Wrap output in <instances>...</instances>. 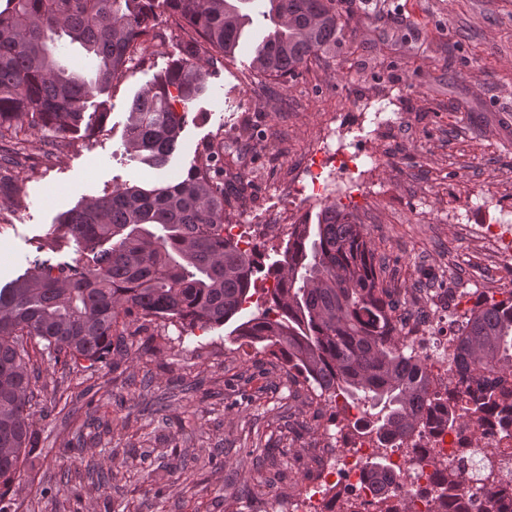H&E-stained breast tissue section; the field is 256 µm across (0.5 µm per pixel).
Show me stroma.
I'll use <instances>...</instances> for the list:
<instances>
[{"mask_svg": "<svg viewBox=\"0 0 512 512\" xmlns=\"http://www.w3.org/2000/svg\"><path fill=\"white\" fill-rule=\"evenodd\" d=\"M344 36L335 56L288 79L251 78L268 32L254 16L234 56L205 65V90L188 106L178 167L132 160L122 141L129 105L177 59L182 36L157 18L166 43L132 62L115 87L89 100L105 112L91 132L34 141L14 202L0 203V286L35 258H77L61 221L85 197L129 180L165 185L204 147L231 142L250 184L230 194L234 221L268 224L263 264L288 240L274 226L279 191L333 113L349 114L333 143L385 159L350 212L375 249L385 284L419 319L458 313L512 290V259L481 243L477 224L512 219V0H336ZM123 343L94 364L40 359L30 403L31 445L10 512H288L313 456L351 437L342 403L294 384L288 367L233 341L227 328L182 332L163 319L130 321ZM272 454L275 468L253 459Z\"/></svg>", "mask_w": 512, "mask_h": 512, "instance_id": "1", "label": "stroma"}]
</instances>
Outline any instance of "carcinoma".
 <instances>
[{"label": "carcinoma", "mask_w": 512, "mask_h": 512, "mask_svg": "<svg viewBox=\"0 0 512 512\" xmlns=\"http://www.w3.org/2000/svg\"><path fill=\"white\" fill-rule=\"evenodd\" d=\"M253 0H6L0 9V199L14 198L16 172L32 143L29 132L56 134L90 127L88 100L116 82L155 8L178 16L181 57L134 97L123 147L133 159L162 168L180 137L188 104L204 90L199 61L231 56L240 30L252 24ZM271 23L252 68L268 78L294 76L312 59L336 52L343 32L336 0H263ZM80 47L90 77L62 65ZM220 140L198 155L186 176L152 189L128 182L68 211L63 226L88 262L34 260L0 287V499L21 476L29 434L28 405L39 354L99 361L120 320L136 315L174 320L183 328L233 325L229 335L281 356L318 397L342 398L358 409L353 435L380 448L415 429L457 426L479 433L496 418L512 434V291L479 298L448 340L449 383L433 388L426 358L405 332L397 292L383 285L375 252L352 215L324 204L317 222L294 225L282 258L268 268L255 249L227 232L226 178L242 192L247 174L224 163ZM273 280L269 306L239 319L256 272ZM391 464L366 461L384 508ZM439 507L448 510L460 468H437ZM476 512H504L500 495L478 498Z\"/></svg>", "instance_id": "1"}]
</instances>
